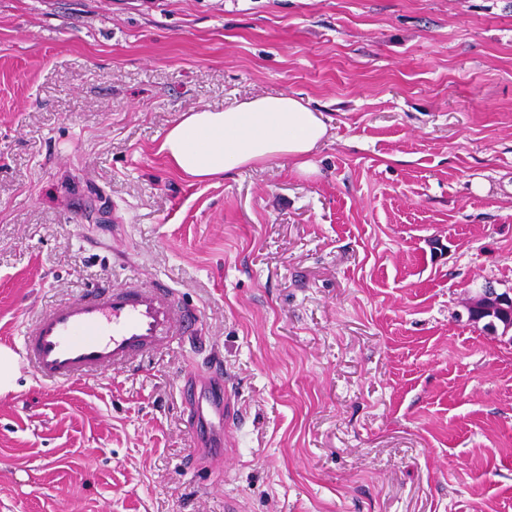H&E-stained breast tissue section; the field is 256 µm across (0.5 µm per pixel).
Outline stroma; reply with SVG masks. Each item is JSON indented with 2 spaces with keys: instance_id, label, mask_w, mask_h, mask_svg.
Returning <instances> with one entry per match:
<instances>
[{
  "instance_id": "1",
  "label": "stroma",
  "mask_w": 512,
  "mask_h": 512,
  "mask_svg": "<svg viewBox=\"0 0 512 512\" xmlns=\"http://www.w3.org/2000/svg\"><path fill=\"white\" fill-rule=\"evenodd\" d=\"M287 93L329 125L196 181L183 114ZM203 320L133 366L0 396V512H512V0H0V345L130 274ZM247 418L213 476L179 379ZM468 308L479 320L482 315H491L485 319H495V315L501 318L504 325L503 336H507L512 330V299L508 295L498 294L494 288L485 287L481 294L471 299Z\"/></svg>"
}]
</instances>
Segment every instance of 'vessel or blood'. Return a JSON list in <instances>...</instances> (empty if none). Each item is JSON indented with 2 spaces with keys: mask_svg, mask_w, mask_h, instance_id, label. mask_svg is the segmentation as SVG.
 I'll list each match as a JSON object with an SVG mask.
<instances>
[{
  "mask_svg": "<svg viewBox=\"0 0 512 512\" xmlns=\"http://www.w3.org/2000/svg\"><path fill=\"white\" fill-rule=\"evenodd\" d=\"M199 316L177 292L140 278L97 284L39 312L20 341L23 361L45 383L70 382L123 368L195 331ZM184 415L197 448L198 469L222 473L238 447L242 414L227 377L197 371L181 381Z\"/></svg>",
  "mask_w": 512,
  "mask_h": 512,
  "instance_id": "1",
  "label": "vessel or blood"
}]
</instances>
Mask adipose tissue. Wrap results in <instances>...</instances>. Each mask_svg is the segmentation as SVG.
I'll return each mask as SVG.
<instances>
[{
    "label": "adipose tissue",
    "instance_id": "1",
    "mask_svg": "<svg viewBox=\"0 0 512 512\" xmlns=\"http://www.w3.org/2000/svg\"><path fill=\"white\" fill-rule=\"evenodd\" d=\"M327 133L320 113L282 93L221 111L202 109L182 115L165 132L160 150L176 170L199 181L281 158L308 174L313 170L312 156Z\"/></svg>",
    "mask_w": 512,
    "mask_h": 512
}]
</instances>
